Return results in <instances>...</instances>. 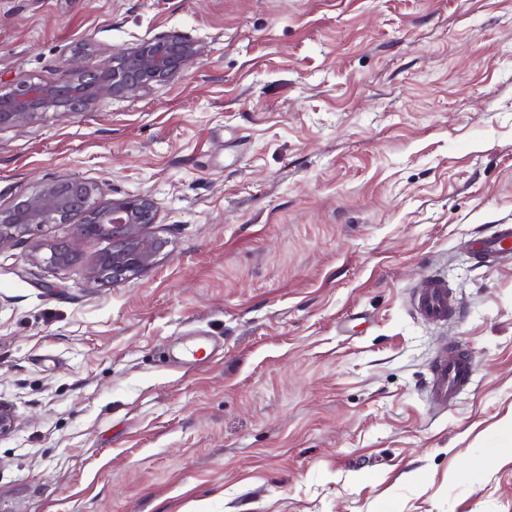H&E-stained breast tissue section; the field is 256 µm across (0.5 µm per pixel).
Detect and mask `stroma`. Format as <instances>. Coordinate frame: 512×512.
Segmentation results:
<instances>
[{
	"instance_id": "1",
	"label": "stroma",
	"mask_w": 512,
	"mask_h": 512,
	"mask_svg": "<svg viewBox=\"0 0 512 512\" xmlns=\"http://www.w3.org/2000/svg\"><path fill=\"white\" fill-rule=\"evenodd\" d=\"M170 34L199 68L0 127V201L101 181L168 241L114 286L105 238L47 264L73 225L0 247V512H512V260L464 247L512 224V0H0V88ZM413 308L423 319L444 323L455 313V302L448 284L439 278L428 277L413 293ZM472 364L468 353L460 347L444 350L431 368L429 398L439 410L448 408L472 380Z\"/></svg>"
}]
</instances>
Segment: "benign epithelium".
Wrapping results in <instances>:
<instances>
[{"mask_svg": "<svg viewBox=\"0 0 512 512\" xmlns=\"http://www.w3.org/2000/svg\"><path fill=\"white\" fill-rule=\"evenodd\" d=\"M197 45L177 35L145 42L131 51H118L96 69L83 64V53L67 58L63 74L53 80H23L0 90V126L51 112L66 119L91 106L118 97H138L152 84L167 82L200 63ZM99 184L73 177L38 183L32 193L0 203V248L43 224H70L76 232L48 245L51 266H68L94 237H105L111 248L100 253L87 269L91 283L118 285L150 269L168 241L147 236L143 229L156 223L157 207L149 197L97 200ZM14 409L0 402V437L13 432Z\"/></svg>", "mask_w": 512, "mask_h": 512, "instance_id": "benign-epithelium-1", "label": "benign epithelium"}]
</instances>
